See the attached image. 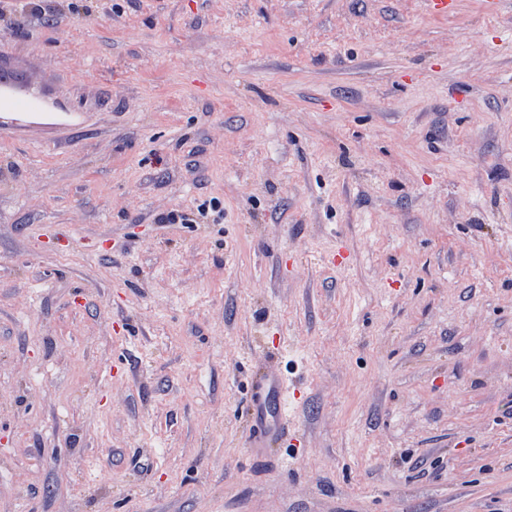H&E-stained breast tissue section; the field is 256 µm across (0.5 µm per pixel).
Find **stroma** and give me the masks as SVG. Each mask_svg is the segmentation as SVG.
<instances>
[{"mask_svg":"<svg viewBox=\"0 0 512 512\" xmlns=\"http://www.w3.org/2000/svg\"><path fill=\"white\" fill-rule=\"evenodd\" d=\"M48 6L0 16L82 117L0 127V512H512V0ZM286 394V379L273 359L254 367L247 405L249 448L253 454L267 457L273 448H281L288 441Z\"/></svg>","mask_w":512,"mask_h":512,"instance_id":"35a3bbf8","label":"stroma"}]
</instances>
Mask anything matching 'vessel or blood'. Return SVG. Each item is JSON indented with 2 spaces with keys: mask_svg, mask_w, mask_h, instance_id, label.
<instances>
[{
  "mask_svg": "<svg viewBox=\"0 0 512 512\" xmlns=\"http://www.w3.org/2000/svg\"><path fill=\"white\" fill-rule=\"evenodd\" d=\"M286 379L274 361L258 363L251 376L247 405L251 424L249 446L253 454L269 456L272 449L284 445L289 436L284 399Z\"/></svg>",
  "mask_w": 512,
  "mask_h": 512,
  "instance_id": "1",
  "label": "vessel or blood"
}]
</instances>
